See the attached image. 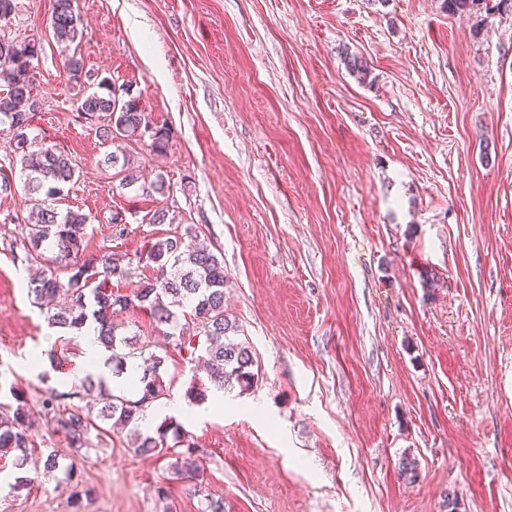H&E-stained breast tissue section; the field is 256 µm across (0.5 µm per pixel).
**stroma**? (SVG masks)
Instances as JSON below:
<instances>
[{
    "instance_id": "35a3bbf8",
    "label": "stroma",
    "mask_w": 512,
    "mask_h": 512,
    "mask_svg": "<svg viewBox=\"0 0 512 512\" xmlns=\"http://www.w3.org/2000/svg\"><path fill=\"white\" fill-rule=\"evenodd\" d=\"M16 3L1 32L41 45L32 132L79 168L56 205L88 215V253L134 258L177 225L224 258L226 313L258 379L182 421L224 512H446L449 491L458 512H512V10L74 0L86 69L170 131L161 156L126 143L138 180L125 187L77 111L54 0ZM0 170L14 188L0 195V374L34 410L24 468L0 457V512H204L125 432L75 450L42 414L58 373L31 372L30 356L68 350L71 373L83 348L27 292L12 245L31 202L2 131ZM160 175L163 195L150 189ZM161 208L171 222L149 223ZM155 352L169 404L205 382L173 346ZM405 458L415 480L399 474ZM70 467L92 489L77 508Z\"/></svg>"
}]
</instances>
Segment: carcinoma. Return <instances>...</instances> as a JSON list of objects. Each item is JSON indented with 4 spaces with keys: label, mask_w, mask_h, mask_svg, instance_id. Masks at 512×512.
I'll return each mask as SVG.
<instances>
[{
    "label": "carcinoma",
    "mask_w": 512,
    "mask_h": 512,
    "mask_svg": "<svg viewBox=\"0 0 512 512\" xmlns=\"http://www.w3.org/2000/svg\"><path fill=\"white\" fill-rule=\"evenodd\" d=\"M450 14H464L480 9L482 0H443ZM53 35L64 45L63 66L70 78L80 82L85 61L70 45L84 37L80 17L72 0H55L52 15ZM40 44L36 40L0 39V123L13 131L14 154L22 169L30 171L27 189L35 207L37 221L21 226L20 246L23 262L30 265H57L67 273L62 280L55 274L41 275L28 282L34 303L46 306L42 311L50 328L82 332L91 326L100 347L110 353L112 374L120 376L133 366V384L137 397L124 390L114 391L107 383L91 375L81 381L85 393H94L101 407L96 418L84 415L74 406H63L55 395L43 403L49 417L72 448L87 445L91 430L106 431V425L129 429V444L141 455L168 457L176 478L193 482L194 493L206 492L204 467L194 442L183 425L173 416L164 418L151 431H142L141 422L148 409L169 396L170 384L162 371L165 359L151 351V341L137 335L123 334V326L113 320L115 309L140 313L155 331H162L179 351L197 357L207 372L209 385H192L185 398L192 406L203 404L211 390L224 391L235 386L250 388L257 373L249 343L238 340L239 326L224 311V289L228 278L224 260L210 249L200 246L177 231L147 245L146 260L153 265L155 276L140 283L129 294L114 292L111 281L131 277L130 261L119 253L84 257L87 243L88 216L80 210L57 211L54 202L72 182L76 168L68 156L56 147L44 144L31 135L35 113L29 102L35 98L36 75L30 65L36 61ZM102 92H83L77 111L97 118L100 137L116 145L106 161L122 165L127 172L125 184L135 183L133 162L122 154L121 142L136 140L140 129L149 121L139 99L128 96L116 101V90L109 79L97 83ZM6 401H0V456L18 451L15 464H25V449L30 447L29 422L32 407L21 388L10 384ZM71 485V499L78 504L89 490L76 479L73 468L65 471Z\"/></svg>",
    "instance_id": "carcinoma-1"
}]
</instances>
